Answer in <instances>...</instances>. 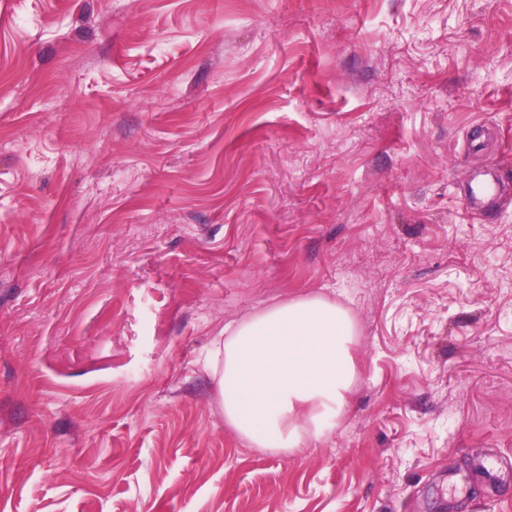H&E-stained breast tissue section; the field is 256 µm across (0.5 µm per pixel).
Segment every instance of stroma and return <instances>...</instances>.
Returning <instances> with one entry per match:
<instances>
[{"label": "stroma", "instance_id": "obj_1", "mask_svg": "<svg viewBox=\"0 0 512 512\" xmlns=\"http://www.w3.org/2000/svg\"><path fill=\"white\" fill-rule=\"evenodd\" d=\"M302 295L357 384L247 447L207 355ZM0 512H512V0H0Z\"/></svg>", "mask_w": 512, "mask_h": 512}]
</instances>
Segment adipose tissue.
<instances>
[{
	"mask_svg": "<svg viewBox=\"0 0 512 512\" xmlns=\"http://www.w3.org/2000/svg\"><path fill=\"white\" fill-rule=\"evenodd\" d=\"M348 311L306 295L229 323L207 367L224 421L254 448L288 452L338 426L357 369Z\"/></svg>",
	"mask_w": 512,
	"mask_h": 512,
	"instance_id": "adipose-tissue-1",
	"label": "adipose tissue"
}]
</instances>
